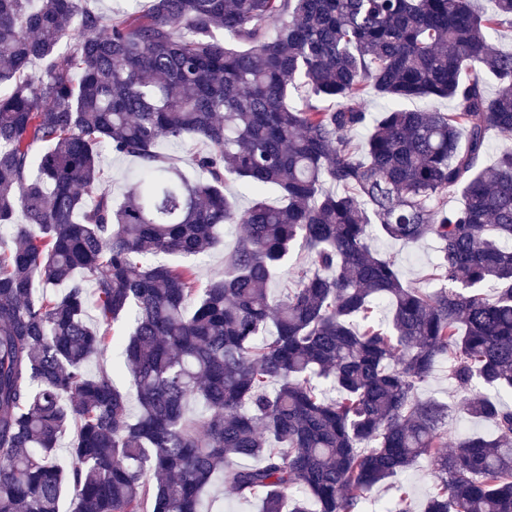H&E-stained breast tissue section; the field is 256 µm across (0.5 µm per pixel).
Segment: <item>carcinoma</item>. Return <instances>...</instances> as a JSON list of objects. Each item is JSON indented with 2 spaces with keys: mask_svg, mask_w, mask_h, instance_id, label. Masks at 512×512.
<instances>
[{
  "mask_svg": "<svg viewBox=\"0 0 512 512\" xmlns=\"http://www.w3.org/2000/svg\"><path fill=\"white\" fill-rule=\"evenodd\" d=\"M86 2L0 0V512H60L66 491L72 512H204L217 483L261 512H361L423 457L425 512H512V149L485 162L512 139V0H152L115 18ZM300 84L336 108L288 105ZM417 98L453 109L403 107ZM186 139L208 146L193 180L158 151ZM103 147L139 162L118 206ZM228 224L245 230L224 275L159 260ZM372 228L434 240L437 287L403 281ZM297 247L312 267L277 298ZM111 347L126 389L87 369ZM443 359L455 410L494 438L448 448V406L420 396Z\"/></svg>",
  "mask_w": 512,
  "mask_h": 512,
  "instance_id": "1",
  "label": "carcinoma"
}]
</instances>
